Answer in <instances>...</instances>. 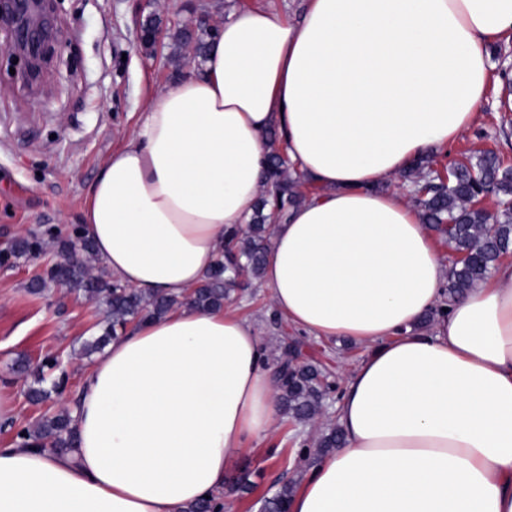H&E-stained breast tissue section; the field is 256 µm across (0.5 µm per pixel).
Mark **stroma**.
<instances>
[{
	"label": "stroma",
	"mask_w": 512,
	"mask_h": 512,
	"mask_svg": "<svg viewBox=\"0 0 512 512\" xmlns=\"http://www.w3.org/2000/svg\"><path fill=\"white\" fill-rule=\"evenodd\" d=\"M246 5L270 6L295 21L305 0H165L156 13L164 38L152 50L139 39L146 17L140 0H56V51L31 85L12 73L0 32V253L31 233L74 234L103 162L131 135L145 102L194 59L192 47L175 39V22L194 23L204 12L218 25L230 7ZM497 98L490 90L476 124L448 149L447 163L490 150L512 165V112L497 111ZM54 258L48 246L39 258L0 265V390L13 392L17 405L14 427H0V446L14 441L17 428L69 405L92 364L82 344L104 331L102 306L81 294L55 283L30 291L31 280ZM233 306L256 327L268 358L277 355L280 339L295 333L285 319H274L270 291L260 284ZM302 342L308 358L340 376L364 353L343 337L323 342L306 336ZM56 353L70 363L67 393L32 404L26 396L30 377L10 366L21 355L35 362ZM331 424L327 413L314 426L285 420L239 453L230 475H248L255 487L229 498L232 512H261L282 484L299 482L304 464L319 454L314 441L320 429Z\"/></svg>",
	"instance_id": "1"
}]
</instances>
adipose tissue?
I'll return each mask as SVG.
<instances>
[{
  "label": "adipose tissue",
  "mask_w": 512,
  "mask_h": 512,
  "mask_svg": "<svg viewBox=\"0 0 512 512\" xmlns=\"http://www.w3.org/2000/svg\"><path fill=\"white\" fill-rule=\"evenodd\" d=\"M510 41L512 0H308L296 25L234 9L86 195L107 273L181 298L251 221L270 132L317 187L274 225L263 284L296 329L367 353L334 407L343 442L290 512H512V262L444 302L442 253L410 186L390 184L471 129L499 80L489 49ZM265 362L228 307L112 339L81 380L76 448L0 447V512L223 502L236 454L281 418Z\"/></svg>",
  "instance_id": "1"
}]
</instances>
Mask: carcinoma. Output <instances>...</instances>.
<instances>
[{
	"label": "carcinoma",
	"mask_w": 512,
	"mask_h": 512,
	"mask_svg": "<svg viewBox=\"0 0 512 512\" xmlns=\"http://www.w3.org/2000/svg\"><path fill=\"white\" fill-rule=\"evenodd\" d=\"M155 18L150 16L141 26L140 42L150 49L157 44ZM194 31L186 25L177 27L175 36L184 45L194 44L195 54L205 56L206 44L193 41ZM267 155V168L258 206L252 222L225 234L224 247L208 278L184 298L145 296L120 282L93 273L87 260L72 255L75 245L88 257L94 256L91 242L85 238L76 242L70 237L53 236L56 254L68 259L58 274L46 269L38 275L31 288L41 290L49 281L61 279L70 290L105 306V336H116L129 326L160 318L184 305L197 309H217L224 306L231 293L244 290L262 278L270 249L273 223L288 209L304 199L300 177L274 147ZM440 164L436 158L424 156L402 174L415 188L414 203L419 208L427 228L448 244V249L459 260L448 268L446 290L448 297L464 296L483 281L501 258L512 253V166L502 163L496 155L483 153L452 166L449 180L433 170ZM492 195L499 199L502 209L491 213L480 205L479 199ZM42 242L33 237L14 242L12 255L16 258L38 256ZM55 361L40 366L38 379L30 387L28 396L39 403L51 394L60 393L66 385V374L56 373ZM274 381L278 391L279 407L287 418L301 423L313 422L321 413L326 392L330 389L328 374L321 366L288 360V347L282 346L274 365ZM341 430L331 426L318 437L319 450L328 452L340 446ZM15 439L35 444L48 441L61 451L74 447L76 432L68 408L52 415L44 414L31 427L16 432ZM295 485L283 484L265 501V512H288Z\"/></svg>",
	"instance_id": "carcinoma-1"
}]
</instances>
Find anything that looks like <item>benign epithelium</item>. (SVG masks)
Masks as SVG:
<instances>
[{
  "instance_id": "1",
  "label": "benign epithelium",
  "mask_w": 512,
  "mask_h": 512,
  "mask_svg": "<svg viewBox=\"0 0 512 512\" xmlns=\"http://www.w3.org/2000/svg\"><path fill=\"white\" fill-rule=\"evenodd\" d=\"M0 24L10 34V48L26 64L35 82L47 57L56 51L51 0H0Z\"/></svg>"
}]
</instances>
